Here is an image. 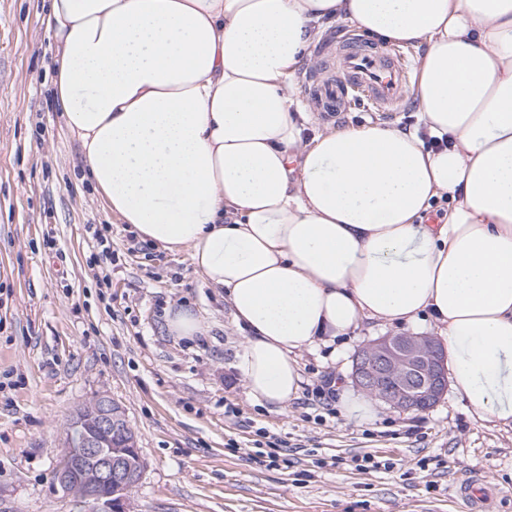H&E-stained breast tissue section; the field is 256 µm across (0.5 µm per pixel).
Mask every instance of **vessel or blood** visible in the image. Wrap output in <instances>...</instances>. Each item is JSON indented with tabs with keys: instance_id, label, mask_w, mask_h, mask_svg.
<instances>
[{
	"instance_id": "obj_1",
	"label": "vessel or blood",
	"mask_w": 512,
	"mask_h": 512,
	"mask_svg": "<svg viewBox=\"0 0 512 512\" xmlns=\"http://www.w3.org/2000/svg\"><path fill=\"white\" fill-rule=\"evenodd\" d=\"M338 50L340 70H326L308 87L320 112L338 113L350 98L388 112L405 98L410 81L402 56L366 47L362 37L355 35L345 36Z\"/></svg>"
}]
</instances>
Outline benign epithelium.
<instances>
[{"label":"benign epithelium","instance_id":"benign-epithelium-1","mask_svg":"<svg viewBox=\"0 0 512 512\" xmlns=\"http://www.w3.org/2000/svg\"><path fill=\"white\" fill-rule=\"evenodd\" d=\"M447 352L434 337L399 334L378 338L356 357L354 385L389 409L423 412L448 388ZM83 470L60 466L57 478L94 505V512H129L125 493L141 478L140 460L126 452L136 447L123 409L109 397L94 401L91 429L82 432Z\"/></svg>","mask_w":512,"mask_h":512}]
</instances>
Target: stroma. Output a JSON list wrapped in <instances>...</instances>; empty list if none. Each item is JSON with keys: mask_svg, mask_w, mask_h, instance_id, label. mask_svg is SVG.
<instances>
[{"mask_svg": "<svg viewBox=\"0 0 512 512\" xmlns=\"http://www.w3.org/2000/svg\"><path fill=\"white\" fill-rule=\"evenodd\" d=\"M48 7L0 0V512H89L56 470L72 417L101 395L136 436L132 512H470L454 488L477 472L499 492L495 512H512V427L480 419L454 392L360 426L307 399L327 375L352 388L355 354L390 327L366 321L334 347L299 353L303 393L288 406L252 399L222 292L186 254L147 243L128 252L130 226L83 181L53 95ZM90 224L107 227L119 252L107 288ZM178 309L206 335L170 334L165 317ZM368 455L375 467L356 470Z\"/></svg>", "mask_w": 512, "mask_h": 512, "instance_id": "stroma-1", "label": "stroma"}]
</instances>
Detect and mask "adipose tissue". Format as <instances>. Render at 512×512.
<instances>
[{"mask_svg":"<svg viewBox=\"0 0 512 512\" xmlns=\"http://www.w3.org/2000/svg\"><path fill=\"white\" fill-rule=\"evenodd\" d=\"M326 18L418 48L416 126L303 138ZM45 24L90 182L223 289L255 401L298 397L302 350L427 316L455 394L512 425V0H51Z\"/></svg>","mask_w":512,"mask_h":512,"instance_id":"obj_1","label":"adipose tissue"}]
</instances>
